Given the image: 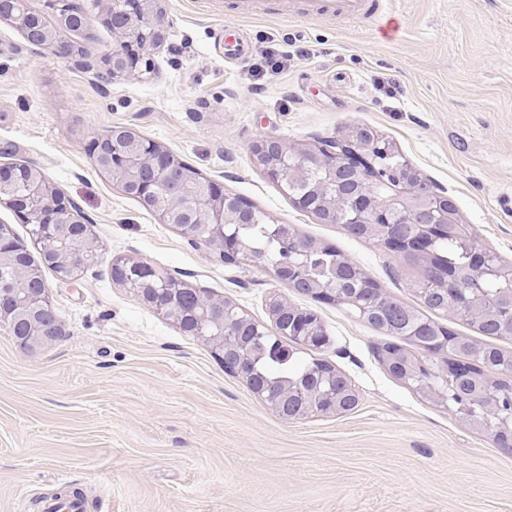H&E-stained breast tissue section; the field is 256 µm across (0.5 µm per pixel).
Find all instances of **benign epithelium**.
Instances as JSON below:
<instances>
[{
	"label": "benign epithelium",
	"mask_w": 512,
	"mask_h": 512,
	"mask_svg": "<svg viewBox=\"0 0 512 512\" xmlns=\"http://www.w3.org/2000/svg\"><path fill=\"white\" fill-rule=\"evenodd\" d=\"M161 2L125 0L124 10L106 14L114 38L106 57L112 77L140 75L144 59L165 39ZM26 4L27 0H0V19L17 26L30 46L43 49L51 41L55 57L73 59L72 47L61 35L44 30ZM113 132L117 137L109 146H103L100 137L89 145L93 161L113 180L135 190L159 223L176 226L189 242L207 247L223 263L256 262L263 256L239 235L241 225L261 223L240 196L214 181L202 195L188 194L184 161L175 153L131 127H115ZM253 154L297 208L322 224L336 223L342 212L356 231L389 230L381 236L385 249L419 260L423 280L432 291L450 298L456 295V290L448 288L452 273L437 262L433 245L445 225L462 220L445 189L414 169L389 163L397 155L392 142L361 127L315 147H292L279 138L265 137L254 144ZM0 204L32 225L44 244L42 264H33L11 226L0 224V270H9L15 281L11 288L0 285V330L7 331L20 349L33 353L64 336L41 266L53 269L63 280L75 281L97 263L98 247L90 240L77 205L57 193L34 165H27L24 173L18 163H0ZM468 257L480 276L503 277L512 284V267L492 251L475 246ZM307 259L308 253L300 246L283 245L271 273L300 294L336 305L348 303L350 312L361 320L379 306L380 288H364L346 299L335 287L304 282L299 273ZM112 278L183 332L212 343L224 370L241 378L278 416L293 420L310 414H346L358 404L357 389L333 365L316 366L308 374L309 404L296 401L291 392L276 394L267 378L249 366L257 350L284 356L296 347H322L326 333L316 313L275 299L269 304L272 326L268 327L241 314L235 305L196 289L193 303L186 304L183 281L175 276L158 280L154 268L145 262L116 259L112 261ZM381 356L392 372L417 382L436 404L452 409L466 424L483 420L499 446L512 448V388L498 386V376L512 375L511 360L486 373V387L495 399L488 405L455 386L469 375L462 357L451 372L446 366L434 368L421 359L410 371L405 359L385 350Z\"/></svg>",
	"instance_id": "obj_1"
}]
</instances>
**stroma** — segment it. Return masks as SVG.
<instances>
[{
  "instance_id": "35a3bbf8",
  "label": "stroma",
  "mask_w": 512,
  "mask_h": 512,
  "mask_svg": "<svg viewBox=\"0 0 512 512\" xmlns=\"http://www.w3.org/2000/svg\"><path fill=\"white\" fill-rule=\"evenodd\" d=\"M77 60L0 21V163L38 166L87 219L100 258L70 283L44 269L65 335L35 353L0 331V512H38L80 488L86 512H512V450L392 376L383 332L299 295L265 262L225 264L161 224L96 168L90 142L130 126L278 224L335 248L390 297L419 307L415 267L375 240L298 210L252 147L317 145L367 126L446 188L481 246L512 263V0H390L386 21L240 14L230 0H163L149 73L98 83L111 0ZM245 43L234 62L224 37ZM305 46L309 58L292 56ZM281 54L271 70L265 51ZM145 262L250 318L285 298L315 311L322 358L355 386L349 413L285 420L212 343L183 333L112 279Z\"/></svg>"
}]
</instances>
